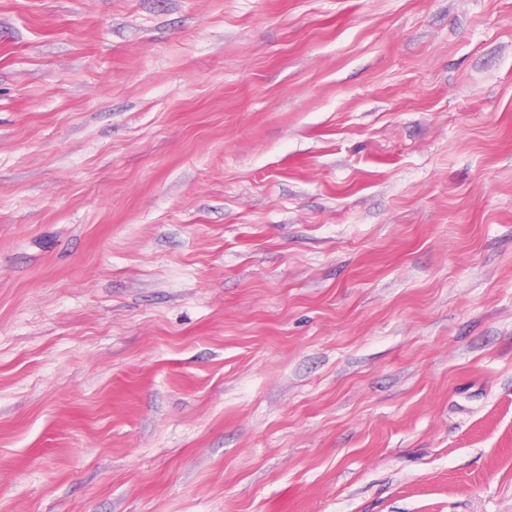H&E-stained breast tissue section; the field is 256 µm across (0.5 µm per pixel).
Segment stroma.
<instances>
[{
    "label": "stroma",
    "instance_id": "obj_1",
    "mask_svg": "<svg viewBox=\"0 0 512 512\" xmlns=\"http://www.w3.org/2000/svg\"><path fill=\"white\" fill-rule=\"evenodd\" d=\"M0 512H512V0H0Z\"/></svg>",
    "mask_w": 512,
    "mask_h": 512
}]
</instances>
